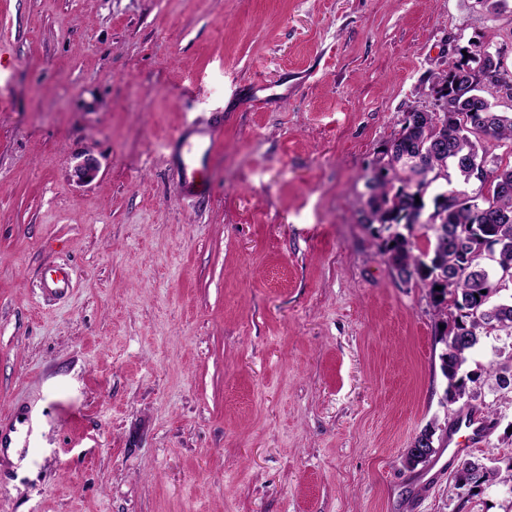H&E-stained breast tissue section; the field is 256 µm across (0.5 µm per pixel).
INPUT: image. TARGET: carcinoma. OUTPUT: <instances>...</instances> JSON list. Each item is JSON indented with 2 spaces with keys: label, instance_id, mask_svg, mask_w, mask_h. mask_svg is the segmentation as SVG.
<instances>
[{
  "label": "carcinoma",
  "instance_id": "obj_1",
  "mask_svg": "<svg viewBox=\"0 0 512 512\" xmlns=\"http://www.w3.org/2000/svg\"><path fill=\"white\" fill-rule=\"evenodd\" d=\"M461 72L460 63L448 66L433 88L440 98L450 99L445 139L435 133V114L411 113L375 160L370 194L360 209L362 223L387 232L384 254L399 278L429 290L445 325L440 359L450 400L462 398L468 383L480 379L465 370L467 354L494 333L512 336V300L492 302L498 289L487 270L489 264L499 275L512 270V115L479 100ZM489 141L506 148V156L491 154ZM450 170L465 188L432 198L434 244L416 254L403 230L415 225L418 211L427 207L430 187ZM473 181L480 188L470 192L466 186ZM456 479L472 489L507 484L512 493V464L503 472L465 460Z\"/></svg>",
  "mask_w": 512,
  "mask_h": 512
}]
</instances>
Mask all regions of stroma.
Listing matches in <instances>:
<instances>
[{
	"label": "stroma",
	"instance_id": "1",
	"mask_svg": "<svg viewBox=\"0 0 512 512\" xmlns=\"http://www.w3.org/2000/svg\"><path fill=\"white\" fill-rule=\"evenodd\" d=\"M485 43L512 76V4L0 0V512H512L455 479L512 458V392L446 401L429 293L357 213ZM177 135L216 142L206 196ZM474 406L489 434L451 451ZM45 290L56 296L66 295L72 288L73 272L68 266H58L53 271Z\"/></svg>",
	"mask_w": 512,
	"mask_h": 512
}]
</instances>
